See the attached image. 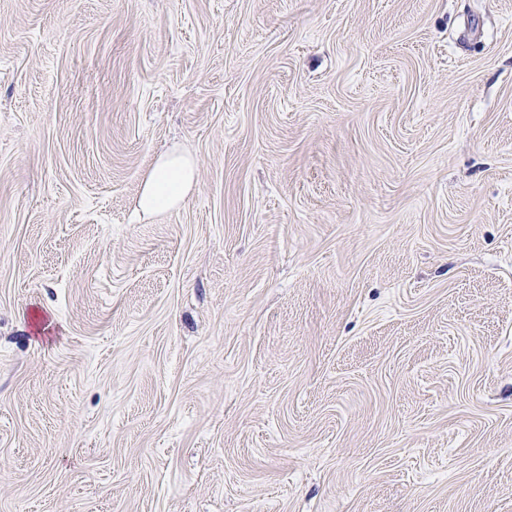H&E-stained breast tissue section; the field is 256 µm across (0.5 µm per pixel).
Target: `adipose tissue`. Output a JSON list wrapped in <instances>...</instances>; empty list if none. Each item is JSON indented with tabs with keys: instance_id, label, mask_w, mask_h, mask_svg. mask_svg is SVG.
<instances>
[{
	"instance_id": "adipose-tissue-1",
	"label": "adipose tissue",
	"mask_w": 512,
	"mask_h": 512,
	"mask_svg": "<svg viewBox=\"0 0 512 512\" xmlns=\"http://www.w3.org/2000/svg\"><path fill=\"white\" fill-rule=\"evenodd\" d=\"M195 179V162L182 152L155 159L138 198L142 214L154 215L178 208L190 193Z\"/></svg>"
}]
</instances>
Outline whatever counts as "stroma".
<instances>
[{
    "label": "stroma",
    "instance_id": "obj_1",
    "mask_svg": "<svg viewBox=\"0 0 512 512\" xmlns=\"http://www.w3.org/2000/svg\"><path fill=\"white\" fill-rule=\"evenodd\" d=\"M0 512H512V0H0ZM195 179V162L183 152L173 151L154 160L138 198L144 215L164 213L178 208L190 193Z\"/></svg>",
    "mask_w": 512,
    "mask_h": 512
}]
</instances>
